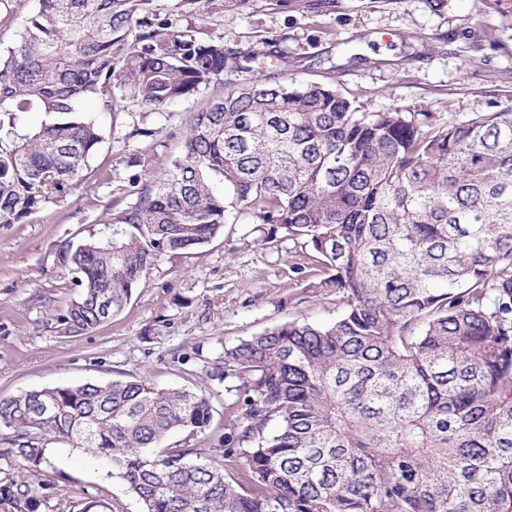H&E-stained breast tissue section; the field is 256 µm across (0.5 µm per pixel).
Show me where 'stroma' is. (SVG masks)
Returning <instances> with one entry per match:
<instances>
[{
	"label": "stroma",
	"instance_id": "stroma-1",
	"mask_svg": "<svg viewBox=\"0 0 512 512\" xmlns=\"http://www.w3.org/2000/svg\"><path fill=\"white\" fill-rule=\"evenodd\" d=\"M37 0H0V49L12 46ZM150 18L198 40L251 54L270 83L328 84L363 112H429L437 122L512 105V0H148ZM118 116L83 101L104 139L76 188L18 224H0V400L48 387L143 378L211 395L210 441L224 433L228 394L210 372L226 348L296 317L327 323L332 296L308 297L301 247L277 231L257 242L250 215L204 248L158 262L124 311L84 334L58 317L79 290L65 247L98 234L130 200L133 178L156 179L183 150L201 94L165 110L133 99L121 81ZM40 512L93 495L112 512H141L124 483L84 449L52 445Z\"/></svg>",
	"mask_w": 512,
	"mask_h": 512
}]
</instances>
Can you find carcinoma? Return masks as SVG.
<instances>
[{
    "mask_svg": "<svg viewBox=\"0 0 512 512\" xmlns=\"http://www.w3.org/2000/svg\"><path fill=\"white\" fill-rule=\"evenodd\" d=\"M146 0H38L0 50V224L62 199L103 141L81 115L193 97L248 57L139 17ZM32 113L52 117L33 126ZM249 212L302 241L329 323L294 319L224 350V435L210 398L136 378L0 402L19 472L0 506L39 512L48 446L97 457L142 512H512V106L439 124L362 112L332 87L231 83L182 154L64 250L71 333L108 322L151 266ZM67 512H112L85 496Z\"/></svg>",
    "mask_w": 512,
    "mask_h": 512,
    "instance_id": "cac0c4a2",
    "label": "carcinoma"
}]
</instances>
